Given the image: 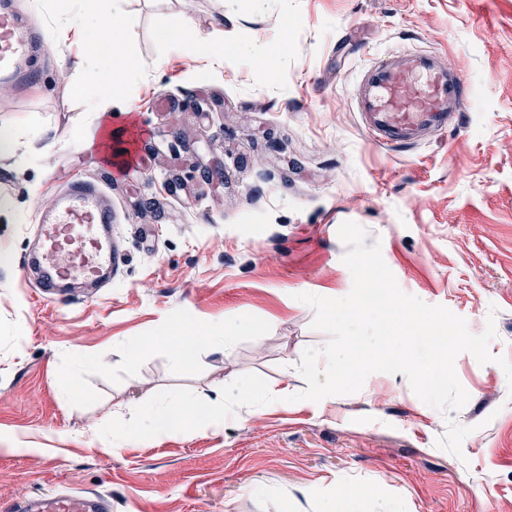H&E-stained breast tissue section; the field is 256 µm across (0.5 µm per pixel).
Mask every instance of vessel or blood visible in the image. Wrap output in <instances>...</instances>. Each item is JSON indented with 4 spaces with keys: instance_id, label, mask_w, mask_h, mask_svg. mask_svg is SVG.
I'll use <instances>...</instances> for the list:
<instances>
[{
    "instance_id": "b4317fda",
    "label": "vessel or blood",
    "mask_w": 512,
    "mask_h": 512,
    "mask_svg": "<svg viewBox=\"0 0 512 512\" xmlns=\"http://www.w3.org/2000/svg\"><path fill=\"white\" fill-rule=\"evenodd\" d=\"M38 35L23 28L10 0H0V79L21 81L33 68ZM469 85L434 52H388L362 70L350 96L365 131L386 146L416 145L459 129ZM112 203L94 185L76 182L42 210L28 261L47 297L72 288L106 287L122 259L112 239ZM10 512H112L97 493L27 498Z\"/></svg>"
}]
</instances>
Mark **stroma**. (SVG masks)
<instances>
[{
	"label": "stroma",
	"instance_id": "35a3bbf8",
	"mask_svg": "<svg viewBox=\"0 0 512 512\" xmlns=\"http://www.w3.org/2000/svg\"><path fill=\"white\" fill-rule=\"evenodd\" d=\"M58 29L19 87L0 81V506L95 491L112 512H512V384L494 363L455 360L467 404L447 415L403 374L351 395L238 408L217 435H168L103 452L95 428L177 387L208 397L246 373L296 394L306 348L323 347L301 293L342 297L343 222L380 244L400 288L466 319L494 320L492 354L512 359V0H87L89 16L135 19L132 71L107 120L111 159L83 148L99 88L85 32L64 0H17ZM222 42L208 71L175 27ZM271 49L269 58L253 54ZM442 53L471 89L462 126L414 147L372 143L350 87L376 55ZM75 180L108 193L123 261L96 299L41 297L26 271L41 210ZM256 325L229 354L177 365L160 343L127 347L167 322ZM105 358L107 367L96 366ZM83 392L62 397L66 383ZM471 427L462 456L437 447L448 421Z\"/></svg>",
	"mask_w": 512,
	"mask_h": 512
}]
</instances>
